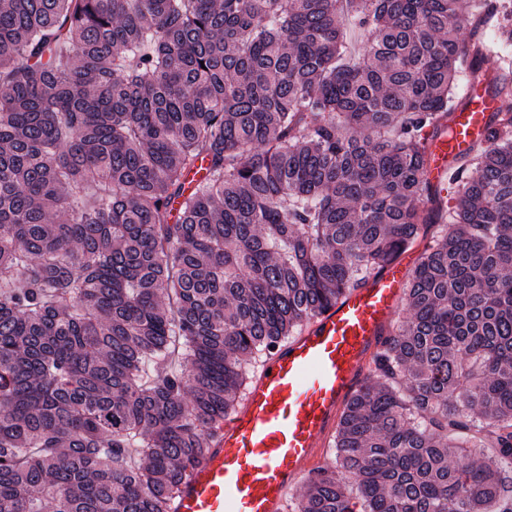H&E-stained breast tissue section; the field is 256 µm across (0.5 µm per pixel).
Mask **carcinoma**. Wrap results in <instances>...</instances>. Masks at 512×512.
<instances>
[{"instance_id":"cac0c4a2","label":"carcinoma","mask_w":512,"mask_h":512,"mask_svg":"<svg viewBox=\"0 0 512 512\" xmlns=\"http://www.w3.org/2000/svg\"><path fill=\"white\" fill-rule=\"evenodd\" d=\"M459 0H0V512H167L269 355L440 223L297 512H512V78ZM365 36L349 58L346 25ZM495 44L512 46V16ZM204 178L188 186L196 163ZM107 192L87 203V181ZM478 409L470 434L459 405ZM466 87V79L460 78L456 99H461L465 92L464 103L453 114L452 127L448 136L437 138L432 142L429 165L425 170L426 179L436 187L440 186L447 176L445 185L439 189L444 209L448 210L445 222H450L451 219L453 202L450 197L453 196L458 180L457 173L453 169L448 172V159H466L474 147L484 140L489 118L494 109V102L481 88L474 85L468 86L467 89Z\"/></svg>"}]
</instances>
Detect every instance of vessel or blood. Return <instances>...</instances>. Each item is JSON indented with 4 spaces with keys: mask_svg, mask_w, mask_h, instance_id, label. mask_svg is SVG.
Wrapping results in <instances>:
<instances>
[{
    "mask_svg": "<svg viewBox=\"0 0 512 512\" xmlns=\"http://www.w3.org/2000/svg\"><path fill=\"white\" fill-rule=\"evenodd\" d=\"M493 109L481 88L467 87L450 133L430 146L425 177L431 184L443 183L449 159H466L484 140ZM418 260L408 252L374 272L263 361L169 512H288L290 489L311 471L341 410L371 372L406 270Z\"/></svg>",
    "mask_w": 512,
    "mask_h": 512,
    "instance_id": "1",
    "label": "vessel or blood"
}]
</instances>
